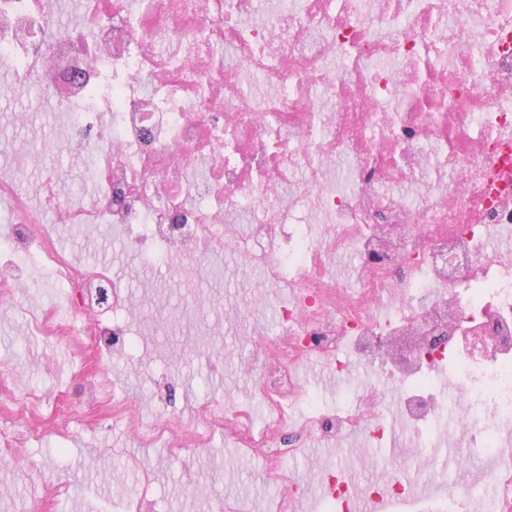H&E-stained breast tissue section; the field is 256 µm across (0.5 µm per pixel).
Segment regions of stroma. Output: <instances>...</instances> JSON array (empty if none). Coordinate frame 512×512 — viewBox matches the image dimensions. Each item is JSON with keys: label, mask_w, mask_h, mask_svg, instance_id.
Returning a JSON list of instances; mask_svg holds the SVG:
<instances>
[{"label": "stroma", "mask_w": 512, "mask_h": 512, "mask_svg": "<svg viewBox=\"0 0 512 512\" xmlns=\"http://www.w3.org/2000/svg\"><path fill=\"white\" fill-rule=\"evenodd\" d=\"M21 108L31 113L23 127L13 121ZM57 125L37 90H18L0 69V171L19 169L26 186L43 167L60 166L65 175L58 192L71 199L89 191L84 178L89 158L70 157L57 146ZM49 229L60 249L108 264L126 280L138 305L132 320L134 349L131 360L100 362L87 341L28 334L24 307L64 304L62 289L39 270L35 286L23 289L13 306L0 307V363L11 370L14 388L49 392L36 414L44 428L42 439L19 438L14 453L0 458V512H123L143 497L153 512H216L218 505L234 500L243 512H256L276 488L251 452L225 444L217 433L207 447L172 459L171 440L137 443L130 422L115 419L111 405L90 400L87 386L96 371H103L140 418L174 413L186 429L198 424V409L208 401L248 407L255 426H266L268 411L255 398L254 373L243 363L250 359L257 370L265 369L275 348L282 293L264 287L260 271L244 268L230 254L195 266L172 256L157 270L147 267L137 250L114 241L105 226L53 222ZM253 336L265 337V344L253 348L248 343ZM200 352L208 354L209 363L197 361ZM300 377L313 402L295 409V424L310 409L341 407L359 380L355 373L338 375L323 359L309 361ZM363 438L360 430L346 437L348 452L339 457L331 443L312 436L287 459L306 503L330 512L332 501L321 496V478L333 465L359 484L382 481L379 469L364 465L355 453ZM491 460L489 454L471 453L466 468L449 469L447 479L428 482L433 498L421 512H448L450 496ZM140 461L147 463V474L137 469Z\"/></svg>", "instance_id": "35a3bbf8"}]
</instances>
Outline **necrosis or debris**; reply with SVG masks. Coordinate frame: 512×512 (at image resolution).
Instances as JSON below:
<instances>
[{"instance_id": "4bbe7bcc", "label": "necrosis or debris", "mask_w": 512, "mask_h": 512, "mask_svg": "<svg viewBox=\"0 0 512 512\" xmlns=\"http://www.w3.org/2000/svg\"><path fill=\"white\" fill-rule=\"evenodd\" d=\"M0 59L58 112L68 153L99 147L85 172L91 203L63 201L55 168L24 196L0 182L10 201L1 304L35 260L69 298L66 315L32 312L36 331L100 336L115 357L130 347L125 285L53 248L38 230L45 214L119 228L149 260L236 253L286 295L257 384L270 424L208 404L182 441L176 417L138 420L132 401H113L141 444L175 437L177 458L222 433L261 458L280 488L275 512H298L303 496L285 459L311 435L339 443L371 424L383 384L402 396L396 417L419 464L443 418L494 448L480 413L512 417V246L489 239L512 231V184H489L512 130V0H84L67 29L31 0H0ZM308 224L324 225L320 239ZM344 253L356 261L342 279L331 258ZM460 327L474 345L454 353L448 389L436 388L426 350ZM313 358L340 374L363 366L365 380L278 447L305 398L297 370ZM9 378L0 371V408L42 438V393ZM458 389L470 394L464 414Z\"/></svg>"}]
</instances>
